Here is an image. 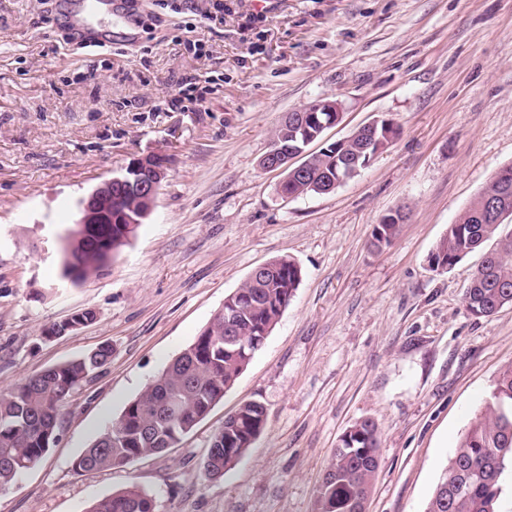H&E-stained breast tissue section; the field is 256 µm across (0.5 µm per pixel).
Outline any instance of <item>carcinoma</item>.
<instances>
[{"instance_id":"cac0c4a2","label":"carcinoma","mask_w":512,"mask_h":512,"mask_svg":"<svg viewBox=\"0 0 512 512\" xmlns=\"http://www.w3.org/2000/svg\"><path fill=\"white\" fill-rule=\"evenodd\" d=\"M299 128L279 124L273 134L280 147L294 144ZM307 175L286 177L281 191L296 196L327 192V181L337 178L336 157L319 152L308 157ZM497 204L512 215V165L501 168L430 256L432 268L446 270L486 242V252L465 295L467 310L490 317L512 305V234L502 235L501 224L489 217ZM141 202L112 191L111 207L103 213L109 224H86L74 231L70 258L60 261V277L77 283L99 271L137 229L121 224L124 212ZM406 214L397 210L376 225L372 245L391 244ZM262 278L246 280L224 298L194 341L106 427L75 461L81 471L122 466L163 452L179 443L200 423L246 370L250 352H258L259 336L274 329L302 281L300 266L288 257L268 262ZM92 310L49 325L53 338L93 321ZM112 357L101 346L83 356L48 367L0 393V491L34 468L54 444L59 415L72 393L88 384ZM265 424V408L256 401L237 409V424L214 435L203 460L205 473L220 478L248 451ZM380 445L377 426L370 419L353 424L339 439L323 480L316 491L317 512H366L378 470ZM512 469V365L506 366L483 409L460 439L448 467L427 504L426 512H496L506 471ZM86 512H156V503L144 490L130 487L93 501Z\"/></svg>"}]
</instances>
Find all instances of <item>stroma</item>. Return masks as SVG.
<instances>
[{
  "label": "stroma",
  "instance_id": "stroma-1",
  "mask_svg": "<svg viewBox=\"0 0 512 512\" xmlns=\"http://www.w3.org/2000/svg\"><path fill=\"white\" fill-rule=\"evenodd\" d=\"M138 0L139 39L93 50L49 0H0V392L101 345L112 358L60 414L42 461L0 512H86L136 486L158 512H316L341 435L372 419L369 512H425L461 436L512 364V306L478 318L465 292L483 254L433 270L449 224L512 164V0ZM189 74L206 99L161 109ZM322 100L333 143L377 119L399 134L334 191L284 199L263 170L274 129ZM167 170L151 214L97 275L59 277L79 200L146 155ZM404 211L375 249L382 217ZM287 256L302 282L263 347L174 447L125 466L74 459L186 348L259 265ZM91 309L94 321L45 339ZM266 408L223 478L203 459L225 416ZM405 218L406 214L400 210L384 216L373 230L372 245L377 249L390 245L397 234L400 222Z\"/></svg>",
  "mask_w": 512,
  "mask_h": 512
}]
</instances>
